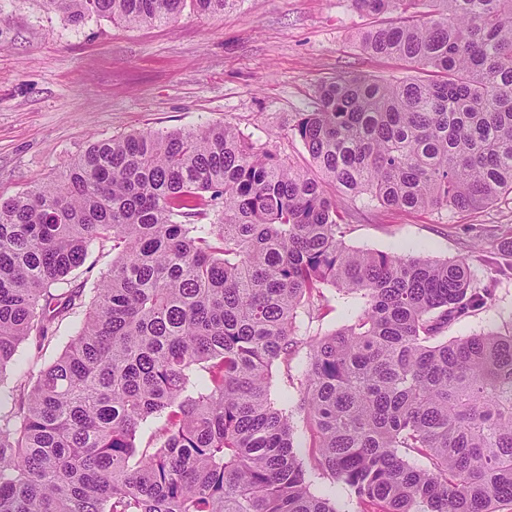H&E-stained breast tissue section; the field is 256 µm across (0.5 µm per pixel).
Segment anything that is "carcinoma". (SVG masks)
<instances>
[{"label": "carcinoma", "instance_id": "carcinoma-1", "mask_svg": "<svg viewBox=\"0 0 512 512\" xmlns=\"http://www.w3.org/2000/svg\"><path fill=\"white\" fill-rule=\"evenodd\" d=\"M42 2L75 26H144L185 0ZM348 2L400 13L359 45L429 75L322 84L293 128L314 169L230 125L145 131L0 199V376L76 324L0 416V512H338L311 467L361 512L512 507V322L447 338L490 289L460 259L346 247L336 200L440 213L512 195V0ZM94 246L113 258L86 303L68 275ZM327 287L363 306L311 344L307 463L269 379ZM73 334L68 320H64L59 327V332L51 338L49 336L50 342H45V348L41 353L38 354L33 339H30L20 345L16 357L21 358L27 366L33 365L34 371L37 372L45 363L62 352ZM310 489L320 496L328 497L336 502V508L340 512H360L361 507L356 503L355 499L350 498L344 487L321 471L311 470L310 472Z\"/></svg>", "mask_w": 512, "mask_h": 512}]
</instances>
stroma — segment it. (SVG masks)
Here are the masks:
<instances>
[{"label":"stroma","mask_w":512,"mask_h":512,"mask_svg":"<svg viewBox=\"0 0 512 512\" xmlns=\"http://www.w3.org/2000/svg\"><path fill=\"white\" fill-rule=\"evenodd\" d=\"M0 198L56 179L94 141L137 131L230 124L257 147L306 166L292 133L312 111L317 90L344 73L409 77L404 62L364 53L362 30L392 22L346 0H230L203 17L185 5L176 21L130 27L93 17L74 26L42 0H0ZM343 241L352 249L433 260L465 259L490 286L487 307L453 323L448 337L471 336L512 316V273L498 265L512 238V195L454 215L386 209L344 200ZM356 299L328 288L299 309L295 351L275 363L269 393L291 416L300 455H308L306 416L292 377L308 364L309 341L347 324Z\"/></svg>","instance_id":"1"}]
</instances>
